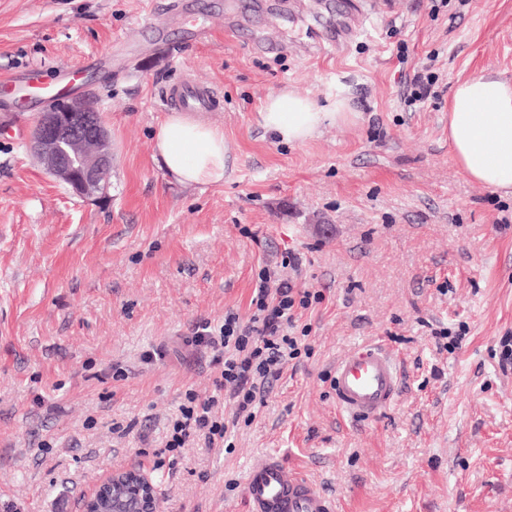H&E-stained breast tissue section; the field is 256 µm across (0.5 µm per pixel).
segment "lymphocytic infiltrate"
Segmentation results:
<instances>
[{
    "label": "lymphocytic infiltrate",
    "instance_id": "obj_1",
    "mask_svg": "<svg viewBox=\"0 0 512 512\" xmlns=\"http://www.w3.org/2000/svg\"><path fill=\"white\" fill-rule=\"evenodd\" d=\"M294 255L282 257L279 266H265L257 274L253 312L247 323L225 316L219 332H197L196 344L213 351L211 363L218 372L216 388L226 391L234 418L252 419L270 381L277 379L288 361L310 354L311 348L294 332L296 312L318 301L319 293L297 287L288 277L296 268ZM217 395L199 398L186 391L178 416L172 420L165 450L178 458L190 441L201 438L209 446L223 444L229 425L216 413Z\"/></svg>",
    "mask_w": 512,
    "mask_h": 512
}]
</instances>
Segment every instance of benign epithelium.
I'll use <instances>...</instances> for the list:
<instances>
[{"mask_svg": "<svg viewBox=\"0 0 512 512\" xmlns=\"http://www.w3.org/2000/svg\"><path fill=\"white\" fill-rule=\"evenodd\" d=\"M33 156L44 169L77 196L104 190L112 170L108 131L94 97L57 94L39 113L29 139ZM107 481L83 497L81 512L96 496L112 497V512H157L159 491L154 481L136 469L112 472V491Z\"/></svg>", "mask_w": 512, "mask_h": 512, "instance_id": "7a95c632", "label": "benign epithelium"}]
</instances>
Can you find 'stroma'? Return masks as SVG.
<instances>
[{"label":"stroma","instance_id":"35a3bbf8","mask_svg":"<svg viewBox=\"0 0 512 512\" xmlns=\"http://www.w3.org/2000/svg\"><path fill=\"white\" fill-rule=\"evenodd\" d=\"M0 0V512H80L118 469L159 486V512H245L270 455L338 512H512V196L460 171L446 106L458 80L512 78V0ZM204 26L185 41L188 27ZM335 50H323L327 31ZM437 54L436 94L410 82ZM81 74L112 143L105 191L80 198L28 150L47 103L8 78ZM190 79L224 106L223 183L185 187L153 131L161 89ZM290 87L353 121L299 145L258 109ZM301 264L320 302L298 314L311 357L289 362L223 448L162 455L185 391L215 392L198 326L250 316L263 263ZM461 336L439 349L433 330ZM382 342L402 390L353 426L329 394L337 361Z\"/></svg>","mask_w":512,"mask_h":512}]
</instances>
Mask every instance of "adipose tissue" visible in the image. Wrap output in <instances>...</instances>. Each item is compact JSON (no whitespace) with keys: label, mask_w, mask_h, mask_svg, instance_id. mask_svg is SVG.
Masks as SVG:
<instances>
[{"label":"adipose tissue","mask_w":512,"mask_h":512,"mask_svg":"<svg viewBox=\"0 0 512 512\" xmlns=\"http://www.w3.org/2000/svg\"><path fill=\"white\" fill-rule=\"evenodd\" d=\"M258 115L261 126L288 145L355 117L347 97L322 105L290 90L268 96ZM154 137L161 163L178 183L223 182L229 156L222 130L174 112L157 125ZM448 144L467 178L512 194V80L483 70L458 81L448 101Z\"/></svg>","instance_id":"adipose-tissue-1"}]
</instances>
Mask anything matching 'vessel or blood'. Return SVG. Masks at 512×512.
<instances>
[{
	"instance_id": "1",
	"label": "vessel or blood",
	"mask_w": 512,
	"mask_h": 512,
	"mask_svg": "<svg viewBox=\"0 0 512 512\" xmlns=\"http://www.w3.org/2000/svg\"><path fill=\"white\" fill-rule=\"evenodd\" d=\"M163 100L166 106L190 114L214 112L220 107L212 88L191 80L167 88ZM401 384L398 355L380 343L355 348L337 362L330 376L337 410L361 422L376 421L387 413ZM244 498L247 512H336L331 497L304 475L287 472L274 456L252 468Z\"/></svg>"
}]
</instances>
